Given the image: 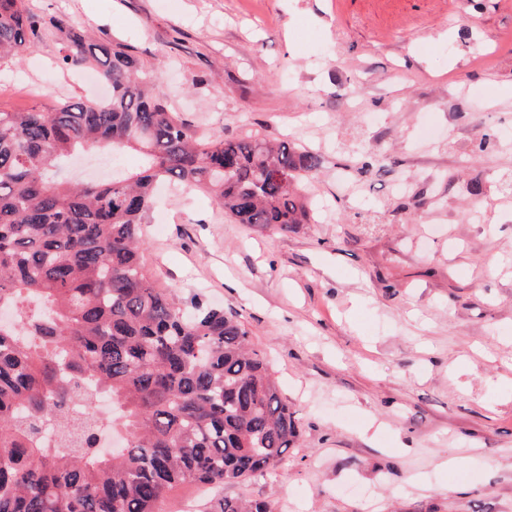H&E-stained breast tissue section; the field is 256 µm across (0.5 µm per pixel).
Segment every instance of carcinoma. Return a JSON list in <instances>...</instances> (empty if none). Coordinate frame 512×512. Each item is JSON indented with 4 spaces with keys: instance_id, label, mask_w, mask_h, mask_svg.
Listing matches in <instances>:
<instances>
[{
    "instance_id": "cac0c4a2",
    "label": "carcinoma",
    "mask_w": 512,
    "mask_h": 512,
    "mask_svg": "<svg viewBox=\"0 0 512 512\" xmlns=\"http://www.w3.org/2000/svg\"><path fill=\"white\" fill-rule=\"evenodd\" d=\"M51 31L66 69L93 66L111 95L47 112H0V512H159L175 487L236 485L276 471L300 436L296 411L233 314L195 299L189 313L144 271L142 225L169 183L207 192L236 224L288 232L309 223L298 192L317 152L258 134H205L171 111L159 68L133 46L93 40L78 22L0 0V61H20ZM142 162L86 184L59 166L91 148ZM112 399L126 447L95 448L102 419L66 448L39 437L60 419L72 377ZM212 512H274L226 497Z\"/></svg>"
}]
</instances>
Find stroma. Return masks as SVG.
I'll list each match as a JSON object with an SVG mask.
<instances>
[{
	"mask_svg": "<svg viewBox=\"0 0 512 512\" xmlns=\"http://www.w3.org/2000/svg\"><path fill=\"white\" fill-rule=\"evenodd\" d=\"M28 3L127 40L184 119L324 159L285 233L157 197L149 278L237 315L301 423L274 475L184 484L161 512H512V0ZM59 49L0 64L1 112L84 97ZM212 512H274L270 502L261 499L224 497L217 502Z\"/></svg>",
	"mask_w": 512,
	"mask_h": 512,
	"instance_id": "obj_1",
	"label": "stroma"
}]
</instances>
